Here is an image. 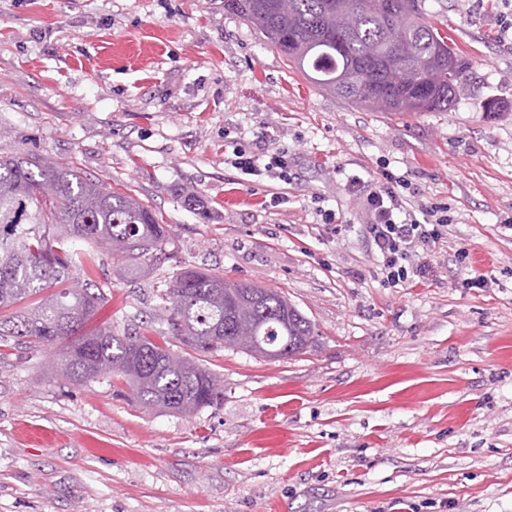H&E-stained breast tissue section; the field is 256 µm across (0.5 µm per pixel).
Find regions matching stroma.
Returning <instances> with one entry per match:
<instances>
[{
  "label": "stroma",
  "instance_id": "obj_1",
  "mask_svg": "<svg viewBox=\"0 0 512 512\" xmlns=\"http://www.w3.org/2000/svg\"><path fill=\"white\" fill-rule=\"evenodd\" d=\"M425 6L472 67L448 111L398 115L323 91L224 0H0V156L72 163L171 227L165 263L93 273L117 328L197 266L316 331L291 359L208 358L224 400L191 415L64 383L52 348L0 356V512H512V45L502 0ZM259 137L291 184L225 164ZM385 170L454 218L395 287L344 187Z\"/></svg>",
  "mask_w": 512,
  "mask_h": 512
}]
</instances>
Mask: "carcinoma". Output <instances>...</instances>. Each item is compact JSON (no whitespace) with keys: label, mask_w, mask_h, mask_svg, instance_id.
I'll return each instance as SVG.
<instances>
[{"label":"carcinoma","mask_w":512,"mask_h":512,"mask_svg":"<svg viewBox=\"0 0 512 512\" xmlns=\"http://www.w3.org/2000/svg\"><path fill=\"white\" fill-rule=\"evenodd\" d=\"M224 0L297 70L374 112H442L470 62L428 19L424 0ZM169 230L135 196L35 154L0 156V351L57 349L72 385L117 378L145 406L191 414L224 399L200 355L242 348L267 359L300 355L315 327L281 293L183 267L160 290L167 328L114 330L103 289L76 273L106 255L127 274L169 259ZM48 288L54 292L42 296Z\"/></svg>","instance_id":"cac0c4a2"}]
</instances>
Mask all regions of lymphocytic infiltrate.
<instances>
[{"label": "lymphocytic infiltrate", "mask_w": 512, "mask_h": 512, "mask_svg": "<svg viewBox=\"0 0 512 512\" xmlns=\"http://www.w3.org/2000/svg\"><path fill=\"white\" fill-rule=\"evenodd\" d=\"M228 162L245 175H264L286 184L294 179L284 151L277 148H236ZM345 187L366 192L369 221L365 237L384 282L396 285L425 274L429 250L441 239L444 227L453 221L448 207L422 204L414 212L406 209V196L413 193L414 187L407 179L390 172L371 184L352 175Z\"/></svg>", "instance_id": "1"}]
</instances>
